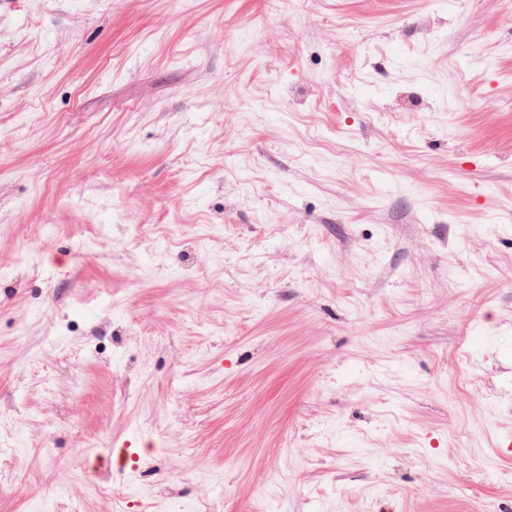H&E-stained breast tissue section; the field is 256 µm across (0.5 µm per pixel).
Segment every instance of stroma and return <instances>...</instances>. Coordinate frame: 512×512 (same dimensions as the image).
Here are the masks:
<instances>
[{
  "label": "stroma",
  "mask_w": 512,
  "mask_h": 512,
  "mask_svg": "<svg viewBox=\"0 0 512 512\" xmlns=\"http://www.w3.org/2000/svg\"><path fill=\"white\" fill-rule=\"evenodd\" d=\"M0 512H512V0H0Z\"/></svg>",
  "instance_id": "35a3bbf8"
}]
</instances>
